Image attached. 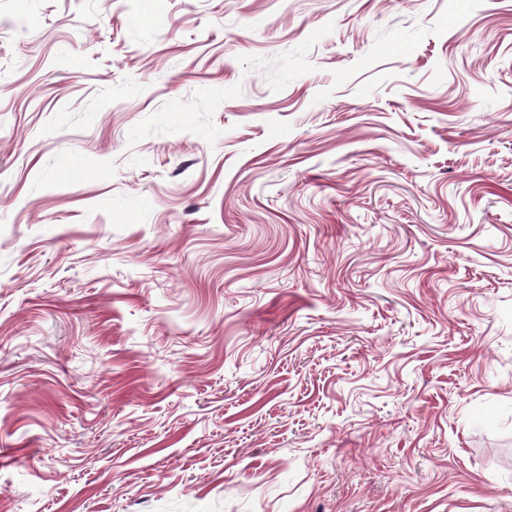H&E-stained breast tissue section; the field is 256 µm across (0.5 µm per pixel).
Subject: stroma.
<instances>
[{"mask_svg": "<svg viewBox=\"0 0 512 512\" xmlns=\"http://www.w3.org/2000/svg\"><path fill=\"white\" fill-rule=\"evenodd\" d=\"M0 512H512V0H0Z\"/></svg>", "mask_w": 512, "mask_h": 512, "instance_id": "35a3bbf8", "label": "stroma"}]
</instances>
